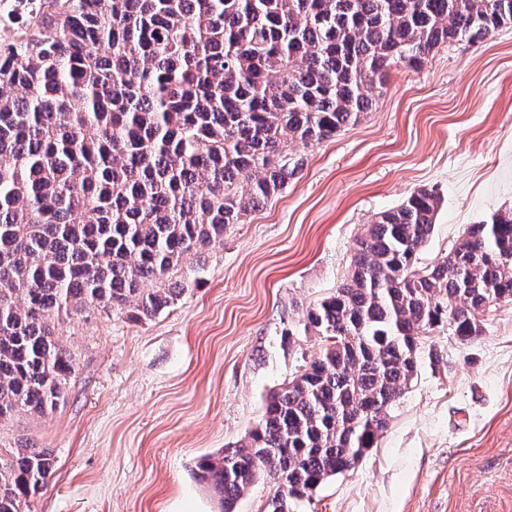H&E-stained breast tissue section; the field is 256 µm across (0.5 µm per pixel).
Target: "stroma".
Masks as SVG:
<instances>
[{
	"mask_svg": "<svg viewBox=\"0 0 512 512\" xmlns=\"http://www.w3.org/2000/svg\"><path fill=\"white\" fill-rule=\"evenodd\" d=\"M297 151L282 192L164 277L182 291L170 308L57 320L75 362L63 401L0 420L1 453L29 444L55 460L27 512H219L198 460L244 439L268 392L319 354V336L287 329L347 278L365 225L436 189L430 264L512 206V26L397 67L357 124ZM288 508L512 512V302L489 307L473 342L446 326L423 337L376 447Z\"/></svg>",
	"mask_w": 512,
	"mask_h": 512,
	"instance_id": "stroma-1",
	"label": "stroma"
}]
</instances>
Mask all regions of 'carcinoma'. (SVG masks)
<instances>
[{"mask_svg": "<svg viewBox=\"0 0 512 512\" xmlns=\"http://www.w3.org/2000/svg\"><path fill=\"white\" fill-rule=\"evenodd\" d=\"M0 43V419L45 415L74 363L50 313L149 319L182 288L144 291L280 193L323 142L371 110L400 65L512 25V0H24ZM441 196L411 192L357 239L350 276L304 315L320 354L271 391L247 440L203 458L224 512L258 476L267 512L311 496L377 445L417 375L421 339L462 342L512 302V208L466 225L417 265ZM33 447L0 454V512L52 472Z\"/></svg>", "mask_w": 512, "mask_h": 512, "instance_id": "cac0c4a2", "label": "carcinoma"}]
</instances>
